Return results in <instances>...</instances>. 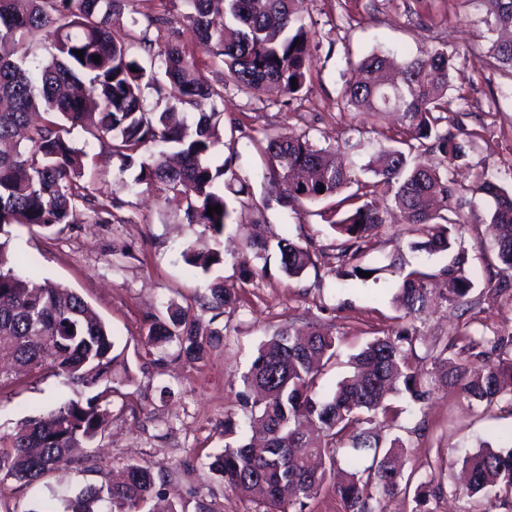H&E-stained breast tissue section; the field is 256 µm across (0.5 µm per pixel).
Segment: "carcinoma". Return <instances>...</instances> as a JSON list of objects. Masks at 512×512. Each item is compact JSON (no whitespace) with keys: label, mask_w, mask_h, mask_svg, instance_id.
<instances>
[{"label":"carcinoma","mask_w":512,"mask_h":512,"mask_svg":"<svg viewBox=\"0 0 512 512\" xmlns=\"http://www.w3.org/2000/svg\"><path fill=\"white\" fill-rule=\"evenodd\" d=\"M135 0H0V389L22 376L50 372L73 396L50 411L30 416L0 434V476L32 485L70 460L76 448L90 446L101 432L114 399H125L121 387L129 374L123 352L106 323L78 293L35 275L21 276L8 250L10 226L26 224L59 232L83 223L90 210L99 223L114 218V203L102 187L83 180L87 153L70 134L80 128L92 137L108 138L112 153L127 169L136 168L134 183L155 188L186 202V223L202 224L214 240L233 223L235 210L224 188L237 179V154L213 166L209 157L221 140L214 118L224 88L212 84L197 67L180 39L154 51V32L177 25L210 48L236 90L250 98H295L306 88L317 32L294 8V0H169L187 9L178 13L142 12L132 27L115 25L114 17ZM497 29L512 31V0H484ZM53 52L35 60L36 40ZM84 51L78 58L75 51ZM497 69L512 76V36L489 48ZM98 56L94 61L92 56ZM160 61L164 79L149 82L166 107L146 105L143 62ZM452 56L433 49L420 57L372 53L358 64L356 75L341 89L340 103L359 112H400L404 129L396 145L373 154L362 170L374 181L362 183L354 171L336 162V150L320 148L304 136L268 133L262 147L270 172L282 186L281 205H316L357 185L344 209L330 208L326 222L339 240L336 275L354 288L365 281L358 271L379 273L360 260L371 249L376 231L386 222L379 196L392 194L408 223L420 225L422 240L411 248L428 255L451 249L466 224L454 199L458 188L451 167L467 157L466 140L442 134L439 125L451 111L448 98ZM297 86H292L291 79ZM149 144L164 150L136 161ZM435 150L447 165L426 168L415 153ZM325 190H320V187ZM473 193L492 199L487 212L496 231L495 248L502 273L512 271V190L485 175L476 176ZM221 212L207 215L208 207ZM282 271L301 276L314 265L310 243L276 239ZM184 261L207 272L224 262L216 247L187 246ZM468 251H457L441 269L446 294L427 287L431 275L393 259L387 269L397 276L393 302L404 326L375 336L350 359L352 373L333 392L319 388V368L338 359L343 338L320 326L297 330L284 326L261 344L243 376L242 403L250 407V438L225 424L230 438L212 456L209 470L265 512H304L307 501L328 489L342 512H387V499L400 486L410 488L402 458L407 445L395 435L397 413L391 396L422 403L433 391L456 386L469 402L491 412L512 404V357H498L475 371L470 351H501L504 337L466 336L467 349L450 352L434 346L431 369L416 366L414 320L436 301L468 303L473 283L466 275ZM216 309L232 306V292L220 283L209 287ZM145 346L174 343L178 356L200 361L219 336L191 309L177 304L167 315L147 320ZM468 479L461 493L481 496L485 512L512 504V448L482 446L462 460ZM291 487L294 499L284 502ZM158 496L149 468L133 464L117 477L82 488L72 497L55 494L22 512H140ZM431 482H420L412 512H430ZM288 508H283V504Z\"/></svg>","instance_id":"1"}]
</instances>
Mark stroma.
Instances as JSON below:
<instances>
[{
    "label": "stroma",
    "instance_id": "stroma-1",
    "mask_svg": "<svg viewBox=\"0 0 512 512\" xmlns=\"http://www.w3.org/2000/svg\"><path fill=\"white\" fill-rule=\"evenodd\" d=\"M299 8L317 32L318 47L307 74L306 94L290 103L276 98H249L225 86L218 122L224 130L211 159L221 163L237 154L235 168L247 180L244 193L231 197L237 221L220 239L222 265L210 271L187 265L188 244L210 242L208 229L183 221L184 209L165 203L157 192L135 184L133 170H122L106 144L81 130L73 142L88 154L85 181L112 192L118 206L112 224L83 223L53 234L40 227L15 225L10 249L16 271L64 285L81 295L110 325L125 348L133 381L126 402H114L101 440L77 450L70 461L41 483L0 482V512H24L49 493L68 495L98 485L128 464L150 468L156 486L179 512H263L262 506L229 488L209 468V456L224 446V423L247 430L250 413L239 394L242 376L259 346L285 323L302 328L318 324L344 339L343 354L357 351L376 333L394 329L393 278L344 287L334 273L336 235L315 205L296 213L273 206L258 211L262 198L275 195L266 156L257 150L267 130L308 135L318 146L333 147L353 169L386 145L401 127L398 114L355 112L338 106L344 75L373 51L417 56L432 48L447 49L454 59L448 95L454 101L442 131L465 133V161L456 166L459 201L468 224L456 245L469 253L468 274L474 282L471 305L440 303L416 320V353L422 368L433 344H462L463 334L512 336V288L488 281L497 266L496 251L483 219L489 200L473 194V175L482 172L512 189V77L494 65L488 49L497 33L487 24L482 0H300ZM387 222L366 257L375 266L401 255L406 267H422L442 287L438 272L450 254L412 250L418 235L405 222L392 198H384ZM276 234L312 239L314 267L300 277L280 270L276 250L253 264L261 274L244 279L241 261L252 240ZM220 282L237 297L235 309L216 314L209 308L210 284ZM192 306L196 316L221 333L206 358H175L174 346L145 350L148 315L169 304ZM172 394L161 397V387ZM53 376L0 389V433L60 401ZM394 429L408 446L404 471L414 481L431 480V512H484L485 502L459 492L464 457L481 442L512 445V406L486 416L445 387L421 405L404 402Z\"/></svg>",
    "mask_w": 512,
    "mask_h": 512
}]
</instances>
